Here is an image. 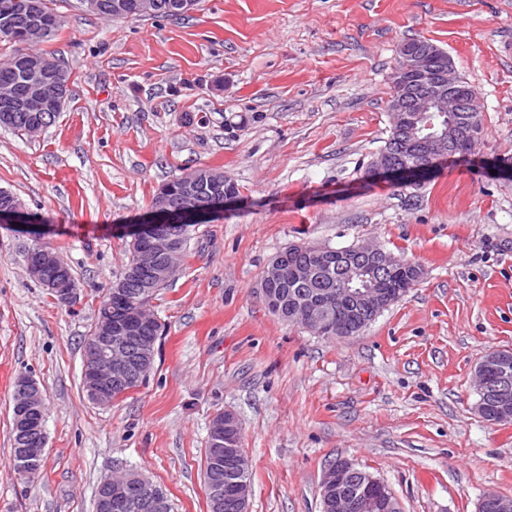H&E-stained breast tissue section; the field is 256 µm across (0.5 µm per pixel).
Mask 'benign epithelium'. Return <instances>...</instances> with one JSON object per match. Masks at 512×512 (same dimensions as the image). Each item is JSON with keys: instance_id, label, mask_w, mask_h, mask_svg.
<instances>
[{"instance_id": "benign-epithelium-1", "label": "benign epithelium", "mask_w": 512, "mask_h": 512, "mask_svg": "<svg viewBox=\"0 0 512 512\" xmlns=\"http://www.w3.org/2000/svg\"><path fill=\"white\" fill-rule=\"evenodd\" d=\"M399 61L395 71L398 91L388 104L389 121L401 149L420 158V163L402 165L389 153L381 151L374 155L368 172L403 184L411 181L412 171L433 168L449 155L469 154L478 140V128L474 126V119L464 118V113L474 105L475 90L461 82L453 61L438 59L429 46H406ZM15 62L36 75V79L20 95L8 89L0 92V126L9 124L12 113L26 112L29 136L35 137L45 130L43 113L63 110L70 91V77L44 54L21 52ZM426 112L448 118V128L438 134L417 136L418 121ZM183 193L195 205L200 217L210 222L233 202L230 192L226 191L222 196L212 195L194 178L184 182ZM25 218L26 210L20 203L0 210V226L19 229ZM176 223L177 210L169 206L162 193L140 223L123 228V232L131 234L132 241L141 243L137 268L157 275L155 285L158 287L170 278L172 272V256L176 254L172 225ZM25 261L31 276L52 292L61 304L73 306L79 301L80 288L70 277V265L60 252L30 250ZM401 266L403 263L398 257L380 246L354 243L336 254V289L320 295L300 296L288 294L285 287L296 279H310L311 269L290 264L280 256L267 271L262 293L269 307L288 320L301 322L306 329L319 334L346 338L359 333L413 286L411 279H405L393 288L388 286L390 275ZM357 280L367 282L366 287H354ZM333 301L336 302V323L331 324L324 318V307ZM104 310L97 347L90 356L92 366L85 371L89 397L97 405L112 404V385L124 381L131 373L135 346L145 321L138 311V304L123 296L107 297ZM508 359L506 351H493L475 370L481 396L497 398L492 404L482 401L477 405V410L493 424L512 419V403L507 400L512 395V378L500 371ZM16 398L27 413L25 417H18V426L28 432V447L22 449L17 466L18 475L25 478L45 453L44 429L30 418L37 411L42 394L31 378L18 390ZM239 427L237 416L228 410L224 411V421L211 423L214 436L224 437L225 443V447L213 449L214 467L209 481L211 512H222L224 508L222 456L233 460L239 469H245L244 461L234 448V436ZM356 473V463L345 457L336 458L325 468L321 481L325 512H400L395 496L383 488L377 492L351 489L348 480ZM232 491L238 512H249L250 483L240 480L234 483ZM157 495L158 487L141 475L108 478L100 484L98 510L129 512L134 506L150 507L156 504ZM479 512H512V497L487 490L481 498Z\"/></svg>"}]
</instances>
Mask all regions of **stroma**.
I'll return each mask as SVG.
<instances>
[{
  "instance_id": "stroma-1",
  "label": "stroma",
  "mask_w": 512,
  "mask_h": 512,
  "mask_svg": "<svg viewBox=\"0 0 512 512\" xmlns=\"http://www.w3.org/2000/svg\"><path fill=\"white\" fill-rule=\"evenodd\" d=\"M64 19L39 51L70 73L40 137L0 127V188L42 216L81 289L72 307L30 278L27 234L0 227V512H95L136 471L175 512H208L212 417L234 412L249 512H322L336 457L382 480L401 512H477L512 497V424L478 414L474 373L512 350V0H201L185 19ZM448 52L479 93L474 153L413 186L368 177L389 134L402 42ZM240 190L200 225L153 310L155 365L110 405L82 391L84 340L125 261L120 227L186 168ZM372 241L422 279L361 334L324 338L267 309L284 247ZM33 377L48 444L34 481L10 466L14 383ZM479 512H512V497H506L496 490H487L484 492Z\"/></svg>"
}]
</instances>
